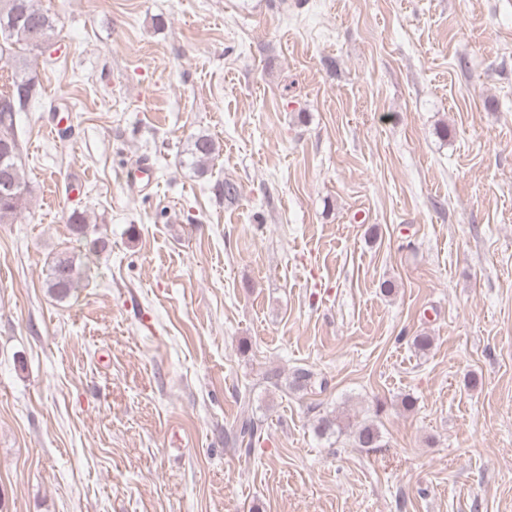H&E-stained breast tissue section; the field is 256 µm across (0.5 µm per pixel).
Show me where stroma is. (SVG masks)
<instances>
[{
    "label": "stroma",
    "mask_w": 512,
    "mask_h": 512,
    "mask_svg": "<svg viewBox=\"0 0 512 512\" xmlns=\"http://www.w3.org/2000/svg\"><path fill=\"white\" fill-rule=\"evenodd\" d=\"M41 4L30 208L0 224V512H512V0ZM75 208L108 246L60 299ZM373 415L383 447H355ZM215 150V143L208 135H199L191 143L185 163L195 169L203 170L211 161ZM90 270L89 266L77 262V257L73 254H57L49 265L48 288L59 298H66L80 288L84 280H88ZM262 433V425L259 424L253 417H243L236 426L234 433V444H245L243 448L245 453H249L250 448L260 442Z\"/></svg>",
    "instance_id": "obj_1"
}]
</instances>
